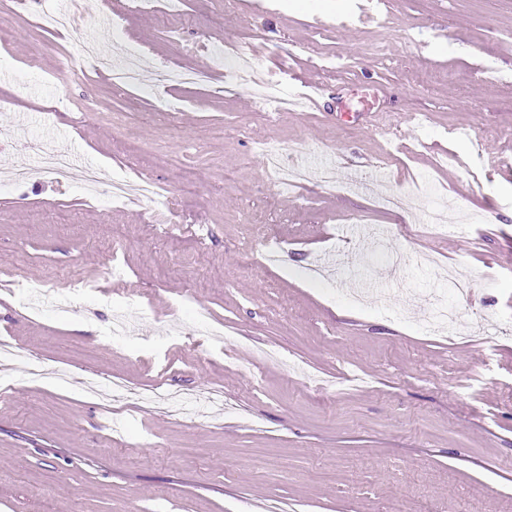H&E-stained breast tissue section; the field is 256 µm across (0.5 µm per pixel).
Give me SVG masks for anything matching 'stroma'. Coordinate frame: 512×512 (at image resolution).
Listing matches in <instances>:
<instances>
[{
  "label": "stroma",
  "mask_w": 512,
  "mask_h": 512,
  "mask_svg": "<svg viewBox=\"0 0 512 512\" xmlns=\"http://www.w3.org/2000/svg\"><path fill=\"white\" fill-rule=\"evenodd\" d=\"M82 10L40 32L0 0V171L38 166L49 143L108 179L146 174L172 205L157 223L103 207L78 169L0 193V278L96 287L37 314L0 305L20 353L0 399V512H265L273 497L288 512H512V0H183L182 17L133 12L117 33L111 5ZM90 32L139 48L144 74L206 68L231 91L171 87L168 119L94 70L53 80ZM248 55L285 96L320 85L318 106L262 111L235 76ZM272 145L333 182L279 187ZM448 201L453 230L416 234ZM270 238L288 243L276 266ZM321 262L338 275L310 280ZM365 282L388 305L352 302ZM188 289L224 340L183 325ZM441 299L453 329L422 331ZM131 302L136 333L112 343L104 327ZM260 348L284 362L258 363ZM91 377L131 392L101 403ZM212 396L192 420L172 409Z\"/></svg>",
  "instance_id": "35a3bbf8"
}]
</instances>
